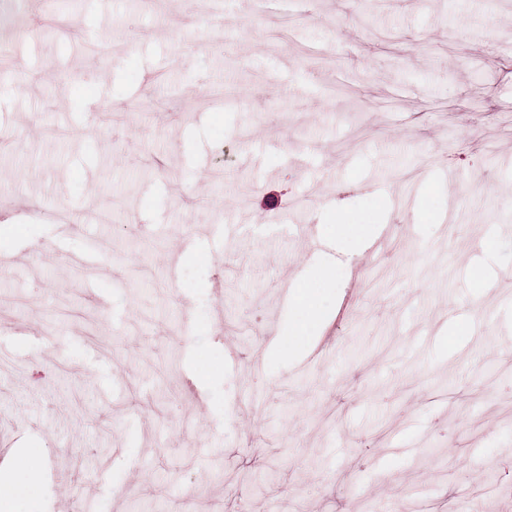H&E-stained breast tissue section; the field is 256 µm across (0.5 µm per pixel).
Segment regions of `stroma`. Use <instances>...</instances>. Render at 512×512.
Returning <instances> with one entry per match:
<instances>
[{
    "label": "stroma",
    "instance_id": "obj_1",
    "mask_svg": "<svg viewBox=\"0 0 512 512\" xmlns=\"http://www.w3.org/2000/svg\"><path fill=\"white\" fill-rule=\"evenodd\" d=\"M221 2L219 47L185 0H64L74 28L41 24L0 86V475L44 473L14 512L76 486L90 512H365L412 487L512 512V0ZM93 204L110 224L60 239L54 214ZM345 220L392 231L388 262L337 271L324 323L272 348L308 276L295 226ZM98 249L90 281L69 256ZM490 471L503 494L461 496Z\"/></svg>",
    "mask_w": 512,
    "mask_h": 512
}]
</instances>
